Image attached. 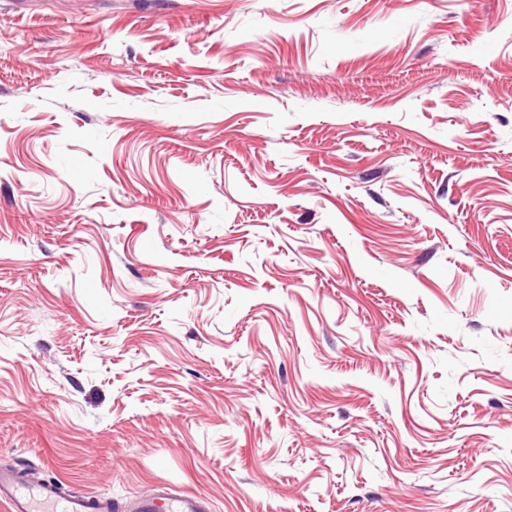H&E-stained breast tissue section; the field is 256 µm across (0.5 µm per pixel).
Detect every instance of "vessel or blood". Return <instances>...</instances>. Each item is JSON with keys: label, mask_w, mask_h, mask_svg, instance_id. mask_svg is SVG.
Returning <instances> with one entry per match:
<instances>
[{"label": "vessel or blood", "mask_w": 512, "mask_h": 512, "mask_svg": "<svg viewBox=\"0 0 512 512\" xmlns=\"http://www.w3.org/2000/svg\"><path fill=\"white\" fill-rule=\"evenodd\" d=\"M0 502L8 505L9 512H208L201 496L165 489L122 506L104 497H65L56 483L35 480L14 469L0 470Z\"/></svg>", "instance_id": "vessel-or-blood-1"}]
</instances>
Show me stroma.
<instances>
[{"label":"stroma","mask_w":512,"mask_h":512,"mask_svg":"<svg viewBox=\"0 0 512 512\" xmlns=\"http://www.w3.org/2000/svg\"><path fill=\"white\" fill-rule=\"evenodd\" d=\"M0 468L512 512V0H0Z\"/></svg>","instance_id":"stroma-1"}]
</instances>
